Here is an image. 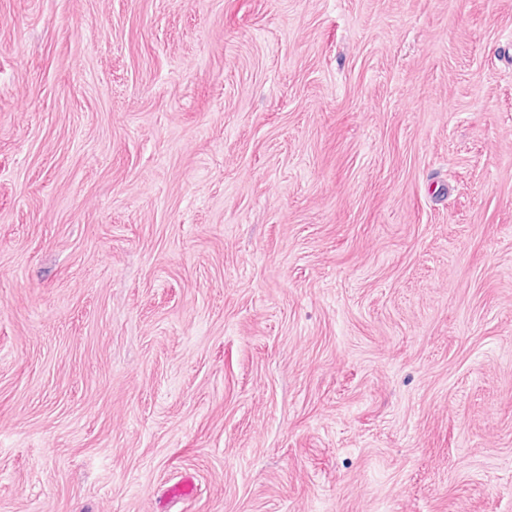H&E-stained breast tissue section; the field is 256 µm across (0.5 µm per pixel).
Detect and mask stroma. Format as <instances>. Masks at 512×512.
<instances>
[{"mask_svg":"<svg viewBox=\"0 0 512 512\" xmlns=\"http://www.w3.org/2000/svg\"><path fill=\"white\" fill-rule=\"evenodd\" d=\"M0 512H512V0H0Z\"/></svg>","mask_w":512,"mask_h":512,"instance_id":"35a3bbf8","label":"stroma"}]
</instances>
